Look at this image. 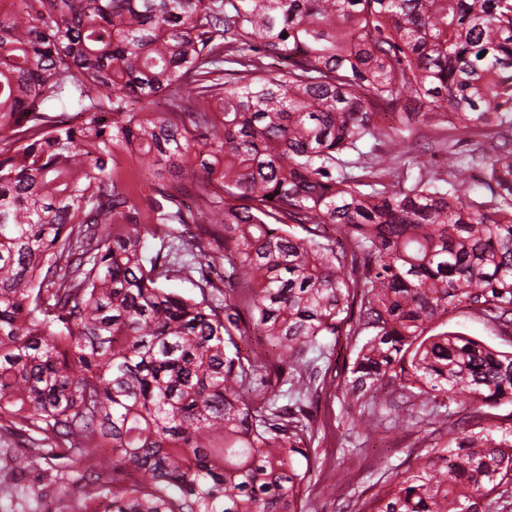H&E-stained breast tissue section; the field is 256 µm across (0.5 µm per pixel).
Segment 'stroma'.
<instances>
[{
	"label": "stroma",
	"instance_id": "obj_1",
	"mask_svg": "<svg viewBox=\"0 0 512 512\" xmlns=\"http://www.w3.org/2000/svg\"><path fill=\"white\" fill-rule=\"evenodd\" d=\"M447 320L448 329L464 332L495 349L512 351V337L501 335L494 325L470 310H454ZM359 413V408L349 405L341 391L331 385L321 391L316 408L310 411V512H359L386 480L414 465L425 449V434L445 420H464L468 406L461 400L442 405L427 416L423 428H383L369 439L357 425Z\"/></svg>",
	"mask_w": 512,
	"mask_h": 512
}]
</instances>
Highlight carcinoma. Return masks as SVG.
Returning <instances> with one entry per match:
<instances>
[{
  "label": "carcinoma",
  "mask_w": 512,
  "mask_h": 512,
  "mask_svg": "<svg viewBox=\"0 0 512 512\" xmlns=\"http://www.w3.org/2000/svg\"><path fill=\"white\" fill-rule=\"evenodd\" d=\"M8 2L0 418L27 437L13 477L44 462L60 489L86 480L65 512H306L305 406L340 372L303 381L305 354L368 331L344 397L471 405L368 512L505 509L512 431L491 410L512 403V352L431 327L462 307L512 335V149L465 156L446 138L439 179L411 140L419 124L512 126V0ZM125 153L173 182L126 176Z\"/></svg>",
  "instance_id": "cac0c4a2"
}]
</instances>
